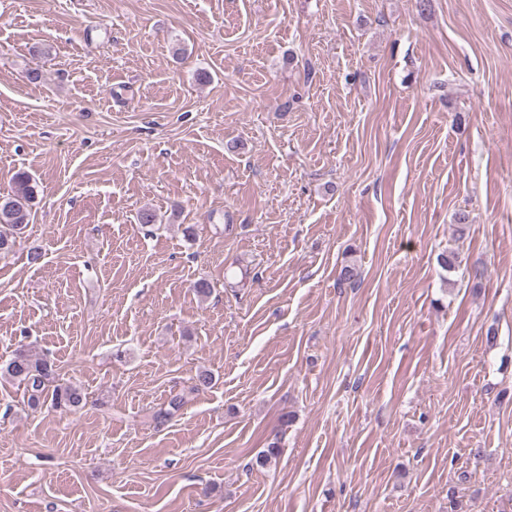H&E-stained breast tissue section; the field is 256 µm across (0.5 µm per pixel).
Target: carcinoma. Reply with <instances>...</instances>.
Instances as JSON below:
<instances>
[{"mask_svg": "<svg viewBox=\"0 0 512 512\" xmlns=\"http://www.w3.org/2000/svg\"><path fill=\"white\" fill-rule=\"evenodd\" d=\"M37 196L36 181L25 171L15 173L10 191L0 196V251L9 249L10 237L20 233L30 223ZM0 375L23 386L28 395V404L32 407L48 402L52 408L67 412L83 401L82 393L75 387L63 384L50 386L54 379L52 364L23 345L0 368ZM183 404V395H172L164 406L153 413L152 419L164 424L181 410Z\"/></svg>", "mask_w": 512, "mask_h": 512, "instance_id": "carcinoma-1", "label": "carcinoma"}]
</instances>
